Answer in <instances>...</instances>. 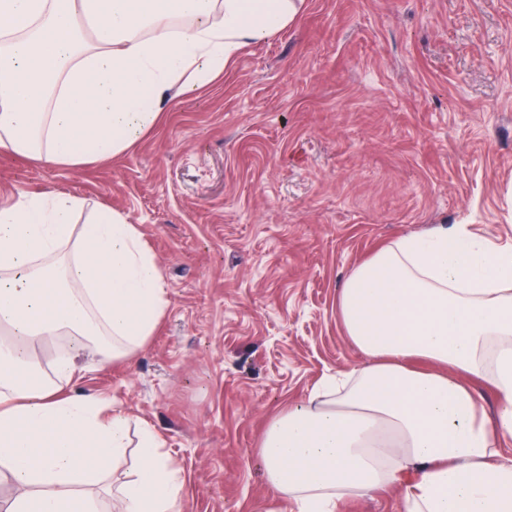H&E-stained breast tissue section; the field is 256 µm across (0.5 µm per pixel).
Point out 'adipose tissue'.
<instances>
[{
    "label": "adipose tissue",
    "instance_id": "ef3b65f1",
    "mask_svg": "<svg viewBox=\"0 0 512 512\" xmlns=\"http://www.w3.org/2000/svg\"><path fill=\"white\" fill-rule=\"evenodd\" d=\"M301 3L0 0V154L77 169L124 153ZM166 305L122 213L57 191L0 205V483L22 490L0 512H100L84 489L120 470L112 512H178L186 491L152 428L129 464L126 415L20 380L60 334L133 356ZM336 313L364 360L269 419L258 453L279 498L337 512L396 488L405 512H512V243L464 224L399 237L347 274Z\"/></svg>",
    "mask_w": 512,
    "mask_h": 512
}]
</instances>
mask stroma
I'll return each instance as SVG.
<instances>
[{
  "label": "stroma",
  "instance_id": "stroma-1",
  "mask_svg": "<svg viewBox=\"0 0 512 512\" xmlns=\"http://www.w3.org/2000/svg\"><path fill=\"white\" fill-rule=\"evenodd\" d=\"M47 187L139 225L168 299L131 358L81 356L62 392L124 413L130 442L151 427L182 512H274L267 421L362 360L346 274L439 224L512 240V0H304L118 157L0 155L1 204Z\"/></svg>",
  "mask_w": 512,
  "mask_h": 512
}]
</instances>
